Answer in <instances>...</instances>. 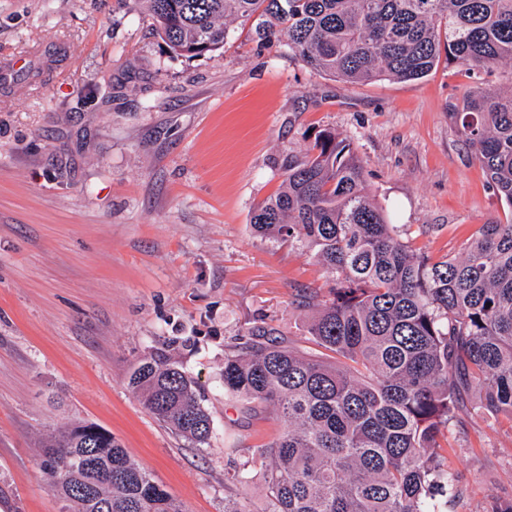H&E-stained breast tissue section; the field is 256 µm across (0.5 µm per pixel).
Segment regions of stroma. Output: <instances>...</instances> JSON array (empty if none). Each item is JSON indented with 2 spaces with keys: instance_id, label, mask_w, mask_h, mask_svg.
Here are the masks:
<instances>
[{
  "instance_id": "obj_1",
  "label": "stroma",
  "mask_w": 512,
  "mask_h": 512,
  "mask_svg": "<svg viewBox=\"0 0 512 512\" xmlns=\"http://www.w3.org/2000/svg\"><path fill=\"white\" fill-rule=\"evenodd\" d=\"M223 47L179 56L143 0H0V512H62L41 469L77 422L111 432L182 505L224 512V473L280 432L272 413L224 400L225 353L258 323L301 352L303 290L325 287L311 251L251 228L289 156L325 130L349 142L369 195L403 240L457 257L512 210L449 114L470 79L440 61L417 80L349 84L263 47L229 22ZM170 346L213 424L175 435L127 386ZM448 436L471 512L512 495V423L473 410Z\"/></svg>"
}]
</instances>
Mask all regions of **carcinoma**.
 I'll return each instance as SVG.
<instances>
[{
    "label": "carcinoma",
    "mask_w": 512,
    "mask_h": 512,
    "mask_svg": "<svg viewBox=\"0 0 512 512\" xmlns=\"http://www.w3.org/2000/svg\"><path fill=\"white\" fill-rule=\"evenodd\" d=\"M153 31L180 55L224 46L226 20L252 22L258 43L285 46L312 70L351 84L427 75L440 58L473 72L502 64L496 88L473 87L451 113L471 155L512 208V0H143ZM283 188L251 228L314 252L332 274L312 290L308 357L274 329H248L224 356V399L271 410L286 427L224 481L263 471L264 512H459L458 473L442 442L474 409L512 421V217L485 224L461 258L416 251L366 193L361 160L323 131L290 157ZM128 386L158 421L196 445L212 434L194 382L167 350L143 355ZM41 468L64 512H183L113 437L78 423ZM224 512H252L248 497Z\"/></svg>",
    "instance_id": "carcinoma-1"
}]
</instances>
